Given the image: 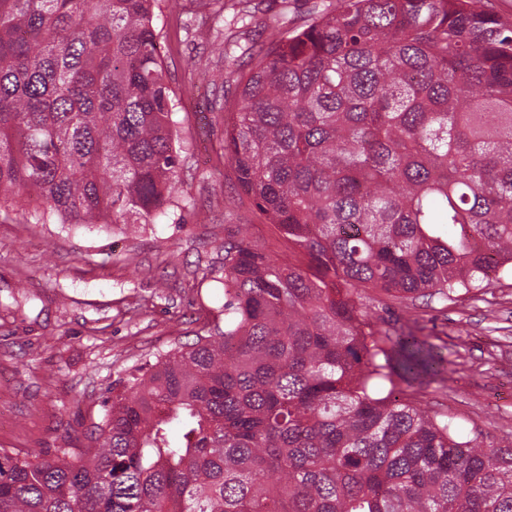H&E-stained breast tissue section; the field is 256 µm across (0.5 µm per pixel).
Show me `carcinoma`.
I'll list each match as a JSON object with an SVG mask.
<instances>
[{
  "label": "carcinoma",
  "mask_w": 512,
  "mask_h": 512,
  "mask_svg": "<svg viewBox=\"0 0 512 512\" xmlns=\"http://www.w3.org/2000/svg\"><path fill=\"white\" fill-rule=\"evenodd\" d=\"M155 0H0V206L152 224L180 154ZM224 38V160L288 244L224 237V325L112 387L89 456L0 450V512H512V440L398 387L360 290L406 306L512 271V20L484 0H331ZM181 429L174 444L170 429ZM291 6L288 9V19L292 23L288 24V28L300 25L315 10H320L329 0H290Z\"/></svg>",
  "instance_id": "1"
}]
</instances>
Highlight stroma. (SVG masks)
<instances>
[{
    "label": "stroma",
    "instance_id": "obj_1",
    "mask_svg": "<svg viewBox=\"0 0 512 512\" xmlns=\"http://www.w3.org/2000/svg\"><path fill=\"white\" fill-rule=\"evenodd\" d=\"M329 0H257L244 39L261 43L263 25L287 12L300 25ZM154 23L183 160L174 217L134 234L96 226L39 223L35 206L0 210V448L54 454L93 451L90 430L106 412L113 382L175 345L223 322L224 237L248 224L269 228L240 203L224 163L223 95L237 84L224 46L197 29L218 20L203 0H159ZM209 279H202V271ZM396 335L414 319L445 358L442 373L411 393L453 417L460 440L512 439V275L493 287L457 289L448 300L421 297L409 310L373 307Z\"/></svg>",
    "mask_w": 512,
    "mask_h": 512
}]
</instances>
